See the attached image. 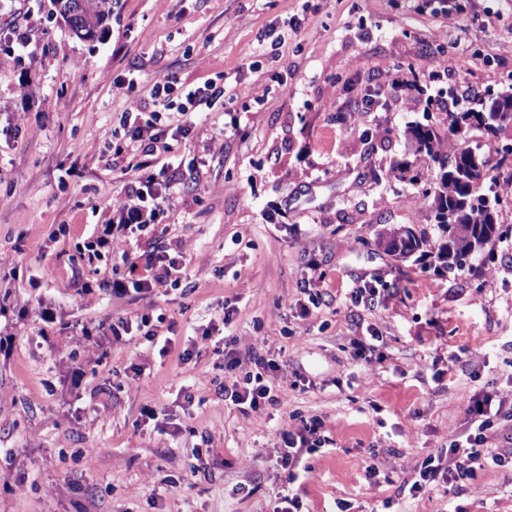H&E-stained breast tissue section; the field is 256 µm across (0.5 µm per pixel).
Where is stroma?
<instances>
[{
	"instance_id": "1",
	"label": "stroma",
	"mask_w": 512,
	"mask_h": 512,
	"mask_svg": "<svg viewBox=\"0 0 512 512\" xmlns=\"http://www.w3.org/2000/svg\"><path fill=\"white\" fill-rule=\"evenodd\" d=\"M455 3L452 22L446 0H114L108 32L83 42L53 0H0V304L34 312L47 300L81 323L161 314L172 327L162 355L78 332L47 348L19 326L0 359V512H271L280 431L296 410L333 441L300 486L309 512L338 499L351 512L387 500L397 512H512V470L460 493H397L466 433L469 397L512 407V208L503 240L464 271L379 243L392 227L438 235L419 187L392 171L406 126L438 121L440 101L465 90L469 108L512 93V0ZM271 27L284 39L276 63L261 41ZM17 29L28 50L13 48ZM166 74L186 91L211 82L248 95L229 112L201 104L186 137L147 157L171 185L152 243L184 256L186 285L116 301L98 284L127 273L134 238L113 235L92 265L87 248L119 223L136 176L119 120L151 112ZM395 80L403 92L387 111H348ZM169 154L179 170L164 168ZM81 281L93 292L78 295ZM364 287L377 292L369 309L350 299ZM226 333L241 359L276 361L264 373L276 404L216 395ZM371 334L378 356L353 359ZM194 461L208 478L191 476Z\"/></svg>"
}]
</instances>
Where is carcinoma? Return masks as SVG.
I'll return each mask as SVG.
<instances>
[{"instance_id":"1","label":"carcinoma","mask_w":512,"mask_h":512,"mask_svg":"<svg viewBox=\"0 0 512 512\" xmlns=\"http://www.w3.org/2000/svg\"><path fill=\"white\" fill-rule=\"evenodd\" d=\"M94 24L88 28L77 18L64 19L70 33L83 41H92L91 32L101 33L112 17V0H91ZM491 111L469 108L454 112L443 124H416L406 133L414 142L415 161H423L433 173L422 195L431 200L438 238L433 245L438 265L435 269L453 271L462 269L469 256L483 251L501 239L497 233V207L501 196L488 199L485 181L494 179L493 171L512 167V150H507L494 166L487 157L458 144V141L477 132L488 141L498 138L512 125V95L487 99ZM387 248L407 255L428 244L424 237L406 230L397 234L396 228L385 234Z\"/></svg>"}]
</instances>
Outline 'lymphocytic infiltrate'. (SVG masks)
Listing matches in <instances>:
<instances>
[{"mask_svg": "<svg viewBox=\"0 0 512 512\" xmlns=\"http://www.w3.org/2000/svg\"><path fill=\"white\" fill-rule=\"evenodd\" d=\"M176 89V79L167 75L156 81L152 87L154 109L149 115L140 111L125 112L120 125L124 132V144L133 154H149L158 145L164 143L170 131L187 134L188 118H191V103L197 99L220 98L225 94L224 87L207 84L185 93V103L174 106L171 99ZM156 175L148 166H140L134 185L128 190L123 204L127 218L124 229L146 231L153 227L154 221L163 210L164 195L155 194L144 197L142 189L155 182ZM150 199V206H143V199ZM125 263L130 266L144 265L148 276L132 280L119 275H112L104 280L103 288L113 298L124 299L140 295L155 288L168 286L178 280L186 269V262L180 253L167 249L150 248L126 255ZM238 359H229L224 364L225 377L219 384V391L238 405L258 406L262 402H275L276 394L265 384L263 373L275 367L276 362L262 357L254 358L253 371L237 376ZM469 428L464 440L452 442L448 449L423 459L416 477L404 481L401 493L417 495L426 486L448 481L455 488H462L475 480L479 474L490 468L512 469V445L497 438V422L503 412L492 405L490 395L472 397L467 406ZM281 466L284 470L286 492L277 498L273 512H302L303 502L299 494L294 493V485L302 482L312 472V456L319 448L328 445L329 439L324 434V424L316 416H298L294 429L284 430L281 434Z\"/></svg>", "mask_w": 512, "mask_h": 512, "instance_id": "f902f5d3", "label": "lymphocytic infiltrate"}]
</instances>
